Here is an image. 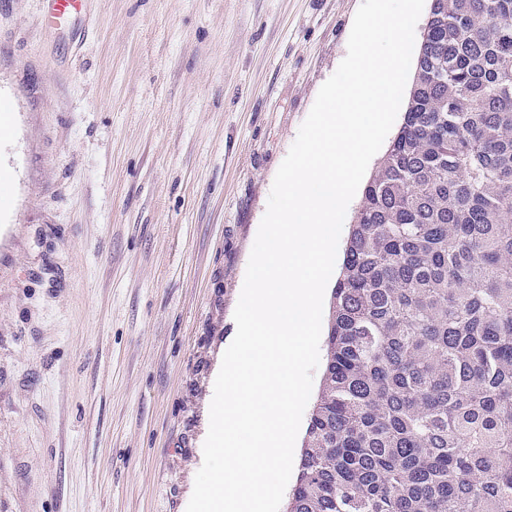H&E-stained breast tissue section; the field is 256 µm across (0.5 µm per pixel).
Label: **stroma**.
<instances>
[{"label":"stroma","instance_id":"35a3bbf8","mask_svg":"<svg viewBox=\"0 0 512 512\" xmlns=\"http://www.w3.org/2000/svg\"><path fill=\"white\" fill-rule=\"evenodd\" d=\"M361 0H0V512H186L276 172ZM43 19L47 22H67L81 11L83 0H43Z\"/></svg>","mask_w":512,"mask_h":512}]
</instances>
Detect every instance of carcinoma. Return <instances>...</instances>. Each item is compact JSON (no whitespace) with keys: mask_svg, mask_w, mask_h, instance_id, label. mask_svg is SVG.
<instances>
[{"mask_svg":"<svg viewBox=\"0 0 512 512\" xmlns=\"http://www.w3.org/2000/svg\"><path fill=\"white\" fill-rule=\"evenodd\" d=\"M285 512H512V0H431Z\"/></svg>","mask_w":512,"mask_h":512,"instance_id":"1","label":"carcinoma"}]
</instances>
